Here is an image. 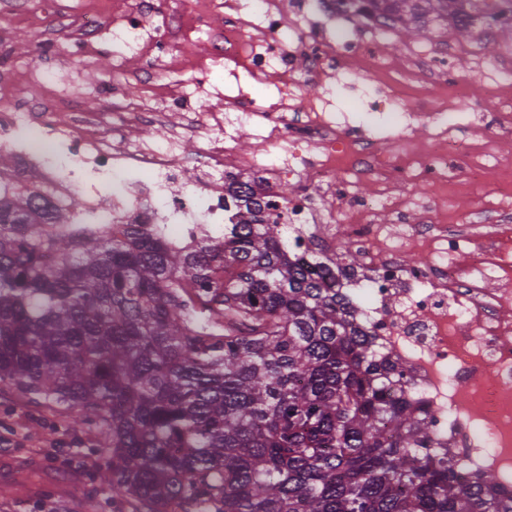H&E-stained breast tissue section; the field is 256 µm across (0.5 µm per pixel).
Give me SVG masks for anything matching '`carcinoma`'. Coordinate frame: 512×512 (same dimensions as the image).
Listing matches in <instances>:
<instances>
[{"instance_id": "obj_1", "label": "carcinoma", "mask_w": 512, "mask_h": 512, "mask_svg": "<svg viewBox=\"0 0 512 512\" xmlns=\"http://www.w3.org/2000/svg\"><path fill=\"white\" fill-rule=\"evenodd\" d=\"M406 33H469L477 0H367ZM0 185V384L89 425L134 512H512L469 481L336 282L296 259L254 191L224 239L180 250L139 224L74 236Z\"/></svg>"}]
</instances>
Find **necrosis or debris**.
<instances>
[{
	"mask_svg": "<svg viewBox=\"0 0 512 512\" xmlns=\"http://www.w3.org/2000/svg\"><path fill=\"white\" fill-rule=\"evenodd\" d=\"M224 12V28H211L206 14L190 0H171L158 13L155 0H126L122 23L112 33L142 60V81L154 63L172 54L181 40L208 48L209 62L242 59L247 75L259 83L275 82L277 100L244 95L226 98L224 109L206 115L188 113L187 95L157 94L136 106L113 93L108 112H85L71 98L31 105L25 94L0 98V149L13 152L21 166L0 173V184L23 185L33 201L49 197L67 208L75 190L85 206L76 224L119 229L153 224L165 238L186 247L195 235H222L235 211L224 204L231 181L263 184V202L273 204L288 226V242L303 258H318L331 274L346 272L347 295L362 291L359 322L383 359L401 373L396 395L429 408L434 419L433 445L452 449L463 477L488 465L512 490V160L492 158L476 139L458 138L444 112L428 111L430 88L467 97L446 49L430 47L411 55L408 71L383 80L385 93L371 106L397 115L405 132L398 151L378 155V140L365 129L337 118L320 98L297 93L307 80L324 81L361 71L374 75L386 66L382 48L392 24L358 13L351 0H324L322 10L344 25L371 31L372 42L336 37L321 26L287 29L277 0H210ZM170 126L160 140L137 142L133 125ZM431 127L445 143L436 152L413 142L408 130ZM40 128L46 153L18 147L17 133ZM256 128L251 156L238 158L235 134ZM199 142L196 157L183 154L185 135ZM373 171L376 196L362 197L337 167ZM196 177L180 190L186 170ZM125 176L121 193L108 196L114 174ZM434 187L418 206L397 193L411 174ZM295 179L297 191L284 195L280 184ZM492 180L501 203L493 224H452L448 214L471 183ZM396 223L381 224V210ZM336 224L324 223V216ZM344 235L355 256L354 267L341 270L332 249ZM422 249L425 265L408 266L407 253ZM495 289H488V282Z\"/></svg>",
	"mask_w": 512,
	"mask_h": 512,
	"instance_id": "necrosis-or-debris-1",
	"label": "necrosis or debris"
}]
</instances>
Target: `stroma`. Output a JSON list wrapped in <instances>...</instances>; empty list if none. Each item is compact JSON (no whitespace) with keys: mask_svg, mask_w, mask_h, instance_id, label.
Returning <instances> with one entry per match:
<instances>
[{"mask_svg":"<svg viewBox=\"0 0 512 512\" xmlns=\"http://www.w3.org/2000/svg\"><path fill=\"white\" fill-rule=\"evenodd\" d=\"M39 2L0 0V37L9 38L14 63L7 84H0V94L23 89L38 101L54 94H71L79 98L85 111L102 112L106 105L101 88L118 84L131 102H138L144 92L143 85L135 81L138 62L112 41V24L122 12V0H108L100 14L101 32L92 36L87 47L81 44L75 24L87 11L89 0H64L62 14L41 16L36 27L32 19L39 16ZM424 43H453L460 49L453 67L467 86L470 102L449 103L437 92L431 99L433 105L446 106L449 124L458 135H466L477 118L471 102H490L497 86L475 69L470 41L436 25L431 26L424 42L389 36L387 58L400 64L410 50ZM203 52L199 45L177 44L173 58L157 66L154 85H183L194 71L196 56ZM242 88L262 98L276 92L273 84L252 83L242 69L220 62L212 66L203 90L192 98V109L223 111L225 96ZM379 90L376 81L351 77L332 85L308 82L299 94L306 100L329 97L339 116L382 130L378 152L385 157L396 148L398 126L395 115L369 114L366 101ZM54 439L60 441L62 450L46 455L42 447ZM106 459L107 451L94 430L71 428L56 413L0 387V512H132L128 503L112 498L98 485L96 474Z\"/></svg>","mask_w":512,"mask_h":512,"instance_id":"obj_1","label":"stroma"}]
</instances>
